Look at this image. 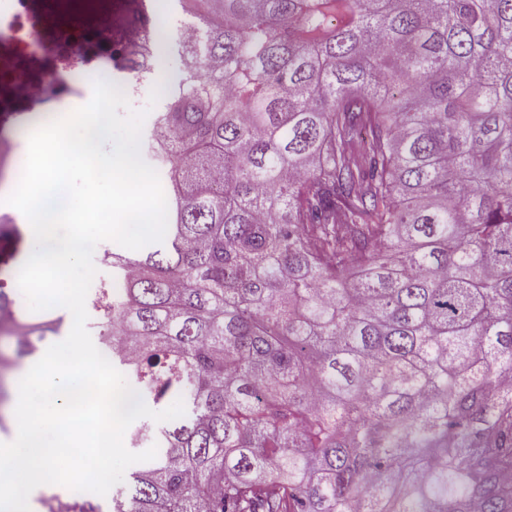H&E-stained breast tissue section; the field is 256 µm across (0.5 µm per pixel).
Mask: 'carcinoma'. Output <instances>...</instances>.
Listing matches in <instances>:
<instances>
[{"instance_id": "cac0c4a2", "label": "carcinoma", "mask_w": 512, "mask_h": 512, "mask_svg": "<svg viewBox=\"0 0 512 512\" xmlns=\"http://www.w3.org/2000/svg\"><path fill=\"white\" fill-rule=\"evenodd\" d=\"M177 2L167 231L95 329L185 414L112 512H512V0Z\"/></svg>"}]
</instances>
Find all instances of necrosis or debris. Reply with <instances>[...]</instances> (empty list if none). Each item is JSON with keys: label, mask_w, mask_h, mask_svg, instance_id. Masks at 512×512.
I'll return each instance as SVG.
<instances>
[{"label": "necrosis or debris", "mask_w": 512, "mask_h": 512, "mask_svg": "<svg viewBox=\"0 0 512 512\" xmlns=\"http://www.w3.org/2000/svg\"><path fill=\"white\" fill-rule=\"evenodd\" d=\"M152 42L150 16L131 0L51 8L48 0H0V112H31L39 99L78 97L73 70L87 78L111 68L117 48Z\"/></svg>", "instance_id": "1"}]
</instances>
